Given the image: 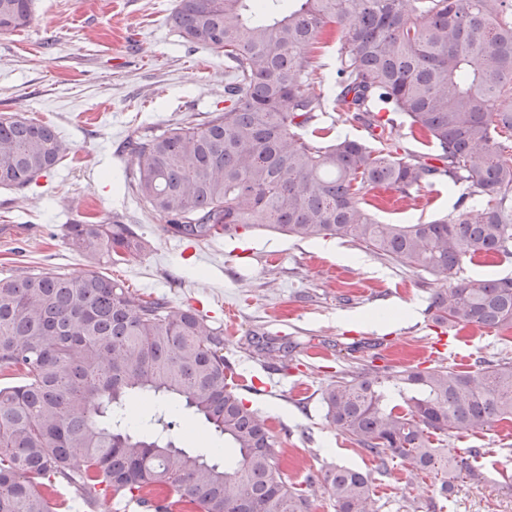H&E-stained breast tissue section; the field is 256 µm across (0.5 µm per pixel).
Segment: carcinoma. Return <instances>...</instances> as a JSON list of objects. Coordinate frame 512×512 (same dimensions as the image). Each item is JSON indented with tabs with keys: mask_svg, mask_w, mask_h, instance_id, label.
Segmentation results:
<instances>
[{
	"mask_svg": "<svg viewBox=\"0 0 512 512\" xmlns=\"http://www.w3.org/2000/svg\"><path fill=\"white\" fill-rule=\"evenodd\" d=\"M31 2L0 0V33L25 27ZM172 22L185 42L224 53L229 78L224 110L129 144L131 189L168 219L165 232L193 243L254 227L335 237L450 279L467 260L512 255V0H177ZM329 26L332 99L310 91L325 81L313 59ZM329 106L380 128V147L314 126ZM399 115L438 153L398 155ZM66 152L52 126L0 116V186L31 185ZM441 176L467 184L457 214L380 224L371 213L366 190L408 196ZM64 237L91 269L0 278V367L18 375L0 386V512H54L58 481L91 512H109L111 492L156 512H309L276 463L274 436L229 382L224 333L97 270L148 241L123 221L67 224ZM430 309L450 328H512V278L462 279ZM135 394L155 399L136 418ZM322 402L381 465L410 460L444 494L464 467L441 437L512 422V362L346 374ZM182 409L233 458L176 445ZM323 481L337 512H368V475L336 466Z\"/></svg>",
	"mask_w": 512,
	"mask_h": 512,
	"instance_id": "1",
	"label": "carcinoma"
}]
</instances>
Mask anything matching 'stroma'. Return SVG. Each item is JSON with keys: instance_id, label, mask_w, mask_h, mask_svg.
Returning a JSON list of instances; mask_svg holds the SVG:
<instances>
[{"instance_id": "obj_1", "label": "stroma", "mask_w": 512, "mask_h": 512, "mask_svg": "<svg viewBox=\"0 0 512 512\" xmlns=\"http://www.w3.org/2000/svg\"><path fill=\"white\" fill-rule=\"evenodd\" d=\"M176 0H34L30 23L0 34V114L18 112L54 126L68 147L63 162L22 189L0 187V277L50 268L68 277L88 262L63 227L121 213L147 250L103 271L131 290L196 310L224 329V357L246 405L270 428L285 479L311 512H336L325 472L347 466L370 475L369 512H512V425L448 436L449 456L468 459L448 494L409 460L379 464L325 417L322 393L337 374L438 367L443 328L427 307L443 278L385 260L348 240L346 263L319 242L263 228L188 247L162 219L124 190L134 167L129 141L204 119L223 109V54L183 41L170 17ZM461 188L438 179L417 204L386 206L383 224H414L454 211ZM414 313L390 326L365 314ZM263 335L291 347L290 360L255 349ZM453 342L472 357L512 361V331L471 327ZM481 449L477 458L468 451Z\"/></svg>"}]
</instances>
